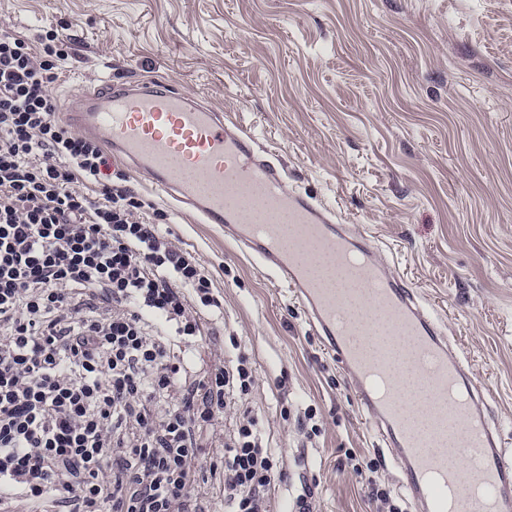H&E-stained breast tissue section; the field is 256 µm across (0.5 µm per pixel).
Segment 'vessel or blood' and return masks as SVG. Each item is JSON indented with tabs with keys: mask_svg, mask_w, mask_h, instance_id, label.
<instances>
[{
	"mask_svg": "<svg viewBox=\"0 0 512 512\" xmlns=\"http://www.w3.org/2000/svg\"><path fill=\"white\" fill-rule=\"evenodd\" d=\"M68 120L105 139L113 161L146 173L200 223L223 226L291 290L351 377L416 512H512V458L436 316L334 208L289 188L283 166L251 132L149 83L84 97ZM357 293L377 311L378 331L350 312ZM377 334L410 347L419 387L432 403L428 425L415 424L400 384L405 369L376 346ZM452 452L466 461L467 473L449 463Z\"/></svg>",
	"mask_w": 512,
	"mask_h": 512,
	"instance_id": "1",
	"label": "vessel or blood"
}]
</instances>
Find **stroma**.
I'll list each match as a JSON object with an SVG mask.
<instances>
[{"label":"stroma","instance_id":"obj_1","mask_svg":"<svg viewBox=\"0 0 512 512\" xmlns=\"http://www.w3.org/2000/svg\"><path fill=\"white\" fill-rule=\"evenodd\" d=\"M1 25L69 38L50 86L60 112L113 83H158L253 133L438 316L512 452V0H0ZM124 174L221 287L224 324L195 366L235 341L250 355L247 403L286 473L275 507L308 486L316 512H377V487L412 512L302 304L223 229Z\"/></svg>","mask_w":512,"mask_h":512}]
</instances>
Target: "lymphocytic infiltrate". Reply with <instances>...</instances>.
<instances>
[{"label":"lymphocytic infiltrate","mask_w":512,"mask_h":512,"mask_svg":"<svg viewBox=\"0 0 512 512\" xmlns=\"http://www.w3.org/2000/svg\"><path fill=\"white\" fill-rule=\"evenodd\" d=\"M67 56L55 29L34 45L0 28V512H205L197 432L231 408L225 512H272L284 471L242 405L249 355L190 373L224 297L101 144L56 119Z\"/></svg>","instance_id":"obj_1"}]
</instances>
